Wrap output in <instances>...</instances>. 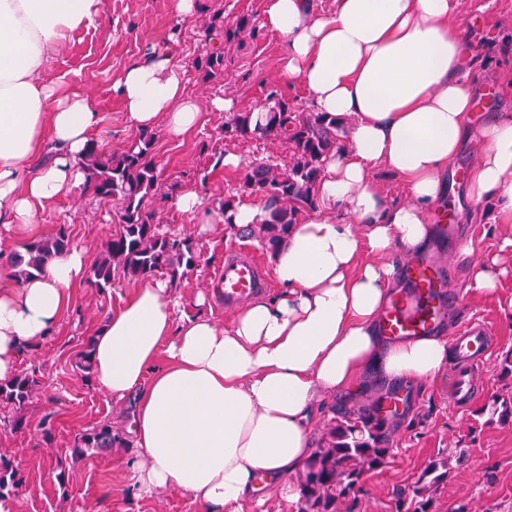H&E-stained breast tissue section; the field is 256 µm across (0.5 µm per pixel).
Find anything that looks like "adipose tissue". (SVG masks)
Wrapping results in <instances>:
<instances>
[{
	"label": "adipose tissue",
	"instance_id": "ef3b65f1",
	"mask_svg": "<svg viewBox=\"0 0 512 512\" xmlns=\"http://www.w3.org/2000/svg\"><path fill=\"white\" fill-rule=\"evenodd\" d=\"M98 0H0V224L28 226L83 178L102 115L89 95L46 79L49 63L93 23ZM266 0L263 26L284 43L279 75L318 112L351 118L330 156L314 213L274 259L277 298L258 297L229 325L175 321L166 282L142 280L93 340L91 371L112 399L134 398L130 432L139 490L177 489L201 512H243L262 485H284L314 452L320 400L370 373L430 380L448 336L381 331L398 271L388 257L428 248L448 166L468 142L482 152L475 199L512 224V113L470 125L473 48L455 23L461 0ZM129 125L180 136L202 119L171 47L129 65L113 84ZM384 170L406 198L375 185ZM87 256L72 250L17 282L0 261V379L60 321Z\"/></svg>",
	"mask_w": 512,
	"mask_h": 512
}]
</instances>
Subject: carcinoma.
I'll list each match as a JSON object with an SVG mask.
<instances>
[{
  "instance_id": "cac0c4a2",
  "label": "carcinoma",
  "mask_w": 512,
  "mask_h": 512,
  "mask_svg": "<svg viewBox=\"0 0 512 512\" xmlns=\"http://www.w3.org/2000/svg\"><path fill=\"white\" fill-rule=\"evenodd\" d=\"M208 28L222 30L230 42L244 33L256 32V25L246 18L230 26L220 14L210 16ZM197 66L212 75L224 70V51L217 48L200 58ZM264 111L253 109L235 112L224 125L225 136L252 140L284 136L291 157L281 168L269 162H256L244 174V186L264 201V215L256 224L243 229L246 237L259 243L276 256L300 216L316 205L317 186L329 155L342 145L344 119L326 112L303 113L294 109L277 92L268 94ZM154 136L141 133L121 155L105 153L92 142L84 157L87 187L102 198L120 204L119 228L107 240L92 268L97 288L112 286L117 277L144 278L165 274L175 281L196 264V256L186 239L173 238L154 223L148 200L158 182L152 147ZM69 238L64 229L54 235L36 238L24 251L12 255L10 264L15 275L24 281L46 267L49 260L64 254ZM37 387L35 372L22 371L0 380V402L21 407ZM381 402L366 403L358 409H340L330 419L319 445L306 463L300 477L303 512H337L336 504L360 490L363 477L383 467L390 456L387 418L381 415ZM122 434L103 424L81 434L72 454L86 455L89 450L127 448ZM448 475V461L431 463L412 488L413 512H429L431 499L425 492ZM20 478L14 462L0 458V501L18 491Z\"/></svg>"
}]
</instances>
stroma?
<instances>
[{
    "label": "stroma",
    "mask_w": 512,
    "mask_h": 512,
    "mask_svg": "<svg viewBox=\"0 0 512 512\" xmlns=\"http://www.w3.org/2000/svg\"><path fill=\"white\" fill-rule=\"evenodd\" d=\"M197 2L194 15L182 17L173 0H100L95 23L76 33L55 56L48 77L92 94L103 115L94 139L104 151L118 154L128 149L139 131L129 126L112 84L148 47L175 37L176 63L187 94L203 110V123L180 137L155 128L153 154L159 179L148 208L162 231L188 239L198 257L194 269L170 285L180 301L176 319L204 314L223 322L229 314L213 294L214 277L224 266L225 254L246 244L237 230L221 222L224 202L247 198L243 186L246 165L266 159L286 164L290 150L280 138L240 141L225 137L224 125L230 115L211 110L210 102L228 97L239 111L259 107L275 86L298 111H309L310 106L300 85L277 82L282 43L262 27L254 38L228 45L223 71L205 76L197 60L212 44L210 16L220 14L228 23L243 16L257 21L265 0ZM460 23L482 57L477 108L471 122L483 124L502 109L512 108V0H494L483 12L464 6ZM478 151V145L466 144L451 164L454 184L448 200L461 234L472 240L475 249L499 254L503 237L512 229L497 222L496 200H476L469 193L468 175ZM229 152L240 156L239 168H225L224 156ZM187 185L203 195L213 215L208 227H201L198 217L175 208V194ZM118 224L117 203L80 185L41 212L33 226H0V257H10L30 240L54 235L63 228L71 247L84 249L93 260ZM500 256L508 273L492 296L469 289L470 254L455 253L451 266L458 306L446 328L455 334L464 321L478 319L486 323L493 339L479 389L468 405L451 400V373L447 370L422 385L375 378L354 398L342 393L328 400L327 407L332 410L344 401L355 408L392 395L400 399L396 412L388 416L391 454L387 463L365 476L361 492L342 502L340 512H406L399 503L400 490L413 485L430 462L441 459L448 462V476L430 491L431 512H512V418H493L487 409L493 399H512V255ZM136 286V280L120 278L101 291L90 275H83L54 332L37 350L21 358L19 369L35 371L39 387L24 408L0 403V419L20 416L27 423L26 429L17 433L0 429V456L17 464L22 479L6 512H200L190 496L175 490L143 495L129 468L136 457L135 448L91 452L78 459L71 455L79 434L103 424L122 432L127 429L131 401L113 400L94 380L82 379L77 362L119 295ZM201 293L207 296L202 307L196 304ZM46 423L52 428L49 443L42 438ZM453 448L467 449L464 463L449 459ZM61 470L67 475L62 483L57 480Z\"/></svg>",
    "instance_id": "1"
}]
</instances>
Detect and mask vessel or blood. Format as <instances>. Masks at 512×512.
I'll use <instances>...</instances> for the list:
<instances>
[{"mask_svg": "<svg viewBox=\"0 0 512 512\" xmlns=\"http://www.w3.org/2000/svg\"><path fill=\"white\" fill-rule=\"evenodd\" d=\"M446 258L412 257L406 260L403 274L409 283L407 292L397 295L386 307L382 328L385 335L399 338L422 336L453 314V297L446 277ZM267 286L266 278L255 257L246 250L231 251L224 258V267L215 279V294L225 308L246 303ZM491 344L489 330L481 323H468L456 336L453 347L456 360L454 397L470 400L483 370V358Z\"/></svg>", "mask_w": 512, "mask_h": 512, "instance_id": "b4317fda", "label": "vessel or blood"}]
</instances>
